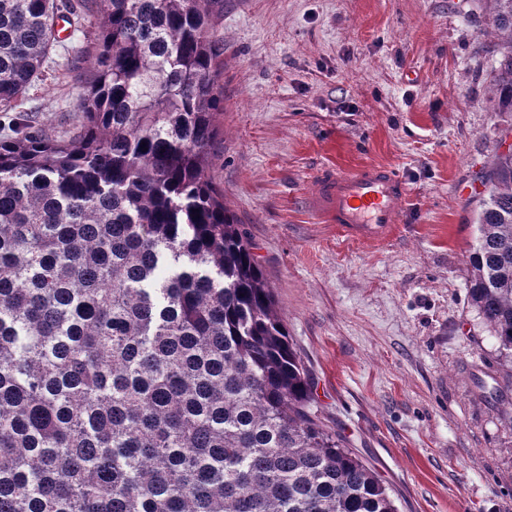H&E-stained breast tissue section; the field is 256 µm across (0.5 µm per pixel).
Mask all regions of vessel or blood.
<instances>
[{
  "label": "vessel or blood",
  "mask_w": 512,
  "mask_h": 512,
  "mask_svg": "<svg viewBox=\"0 0 512 512\" xmlns=\"http://www.w3.org/2000/svg\"><path fill=\"white\" fill-rule=\"evenodd\" d=\"M407 195L404 179L378 165L327 169L313 181L314 207L323 222L335 225L343 238L373 246L396 238Z\"/></svg>",
  "instance_id": "b4317fda"
}]
</instances>
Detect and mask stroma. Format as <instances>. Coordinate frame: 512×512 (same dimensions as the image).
Segmentation results:
<instances>
[{"instance_id":"35a3bbf8","label":"stroma","mask_w":512,"mask_h":512,"mask_svg":"<svg viewBox=\"0 0 512 512\" xmlns=\"http://www.w3.org/2000/svg\"><path fill=\"white\" fill-rule=\"evenodd\" d=\"M487 0H223L224 115L212 175L253 246L314 410L389 486L399 512H512V387L468 301L477 175L512 114L492 80ZM93 18L64 25L12 108L76 132ZM381 164L407 182L400 236L371 246L315 215L323 169Z\"/></svg>"}]
</instances>
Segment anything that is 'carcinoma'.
<instances>
[{"label": "carcinoma", "instance_id": "cac0c4a2", "mask_svg": "<svg viewBox=\"0 0 512 512\" xmlns=\"http://www.w3.org/2000/svg\"><path fill=\"white\" fill-rule=\"evenodd\" d=\"M99 69L73 140H0V512H398L313 412L253 246L210 175L220 0H82ZM493 79L512 113V0ZM63 0H0V107ZM468 297L512 368V150L478 175Z\"/></svg>", "mask_w": 512, "mask_h": 512}]
</instances>
